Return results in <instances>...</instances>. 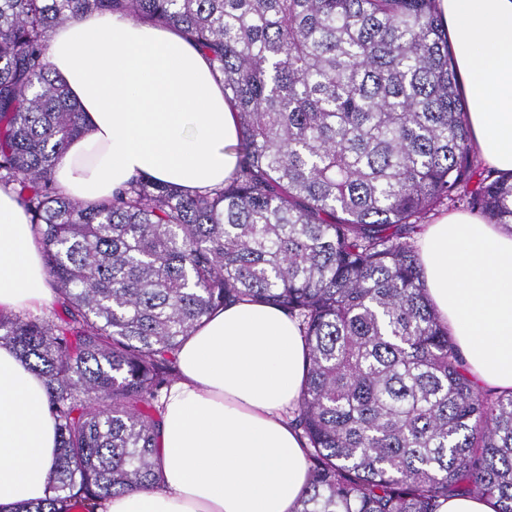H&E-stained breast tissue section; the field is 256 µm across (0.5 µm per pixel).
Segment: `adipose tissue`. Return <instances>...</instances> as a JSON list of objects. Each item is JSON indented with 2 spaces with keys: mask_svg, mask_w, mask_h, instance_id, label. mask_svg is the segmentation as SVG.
Returning <instances> with one entry per match:
<instances>
[{
  "mask_svg": "<svg viewBox=\"0 0 512 512\" xmlns=\"http://www.w3.org/2000/svg\"><path fill=\"white\" fill-rule=\"evenodd\" d=\"M484 164L512 172V0H438ZM53 75L84 134L57 162L70 197L100 202L134 178L195 191L237 168V114L209 58L179 30L119 12L80 15L49 37ZM425 286L479 386L512 391V232L477 215L426 225ZM42 246L0 188V310L52 305ZM306 346L264 302L213 312L182 344L164 394L156 489L113 495L97 512H295L310 464L286 410L305 380ZM58 453L44 380L0 343V512L44 499Z\"/></svg>",
  "mask_w": 512,
  "mask_h": 512,
  "instance_id": "1",
  "label": "adipose tissue"
}]
</instances>
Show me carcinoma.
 <instances>
[{"label":"carcinoma","instance_id":"carcinoma-1","mask_svg":"<svg viewBox=\"0 0 512 512\" xmlns=\"http://www.w3.org/2000/svg\"><path fill=\"white\" fill-rule=\"evenodd\" d=\"M438 0H0V186L43 245L57 309L0 313L46 379L48 498L96 512L161 481L180 344L248 299L307 346L292 408L311 465L296 512H512V393L474 387L426 296L417 234L444 209L512 224V173L476 156ZM181 29L237 110L234 178L194 195L137 178L97 204L52 170L81 114L45 60L82 13ZM439 512H495L494 501L486 497H450Z\"/></svg>","mask_w":512,"mask_h":512}]
</instances>
